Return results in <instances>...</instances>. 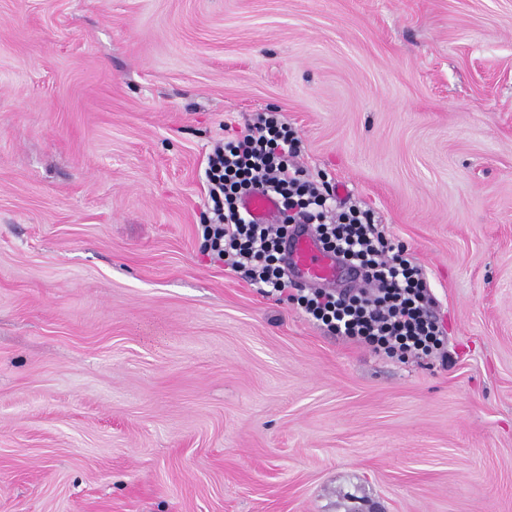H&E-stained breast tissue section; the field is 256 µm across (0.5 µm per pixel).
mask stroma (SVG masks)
Wrapping results in <instances>:
<instances>
[{"mask_svg":"<svg viewBox=\"0 0 512 512\" xmlns=\"http://www.w3.org/2000/svg\"><path fill=\"white\" fill-rule=\"evenodd\" d=\"M282 112L445 352L214 259V141ZM0 512H512V0H0Z\"/></svg>","mask_w":512,"mask_h":512,"instance_id":"stroma-1","label":"stroma"}]
</instances>
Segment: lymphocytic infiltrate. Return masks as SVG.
Instances as JSON below:
<instances>
[{
  "label": "lymphocytic infiltrate",
  "mask_w": 512,
  "mask_h": 512,
  "mask_svg": "<svg viewBox=\"0 0 512 512\" xmlns=\"http://www.w3.org/2000/svg\"><path fill=\"white\" fill-rule=\"evenodd\" d=\"M297 155L298 140L277 112L259 113L237 138L214 143L204 171L205 250L232 270H246L257 288L296 303L333 335L403 357L442 350L443 331L412 255L387 238L371 210L337 204L335 186L297 165ZM256 190L278 196V223H254L243 211V196ZM296 224L313 225L325 250L363 273L364 286L290 293L282 243Z\"/></svg>",
  "instance_id": "lymphocytic-infiltrate-1"
}]
</instances>
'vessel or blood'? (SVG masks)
Masks as SVG:
<instances>
[{
	"label": "vessel or blood",
	"instance_id": "vessel-or-blood-1",
	"mask_svg": "<svg viewBox=\"0 0 512 512\" xmlns=\"http://www.w3.org/2000/svg\"><path fill=\"white\" fill-rule=\"evenodd\" d=\"M244 211L259 224L275 223L280 211L277 197L269 192H252L242 202ZM290 265L301 278L314 283L335 281L341 269L334 254L323 251L309 228L297 227L284 244Z\"/></svg>",
	"mask_w": 512,
	"mask_h": 512
}]
</instances>
